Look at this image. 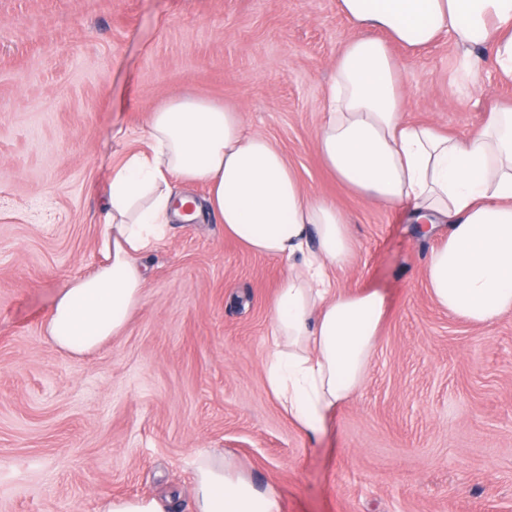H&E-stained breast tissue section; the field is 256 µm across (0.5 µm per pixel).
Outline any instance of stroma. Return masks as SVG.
<instances>
[{
  "label": "stroma",
  "mask_w": 512,
  "mask_h": 512,
  "mask_svg": "<svg viewBox=\"0 0 512 512\" xmlns=\"http://www.w3.org/2000/svg\"><path fill=\"white\" fill-rule=\"evenodd\" d=\"M354 30L336 0H0V512H99L158 497L195 512L200 453L224 456L281 512H512V313L476 327L425 279L438 237L340 185L315 139ZM405 112L464 137L512 80L452 36L394 47ZM176 94L242 109L355 240L331 270L389 301L363 387L309 440L266 380L285 272L213 217L171 224L144 260L140 306L89 355L46 320L103 261L113 165Z\"/></svg>",
  "instance_id": "obj_1"
}]
</instances>
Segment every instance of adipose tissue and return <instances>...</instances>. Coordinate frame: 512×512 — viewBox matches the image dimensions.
<instances>
[{
	"label": "adipose tissue",
	"instance_id": "1",
	"mask_svg": "<svg viewBox=\"0 0 512 512\" xmlns=\"http://www.w3.org/2000/svg\"><path fill=\"white\" fill-rule=\"evenodd\" d=\"M357 29L333 65L316 148L337 181L416 223L448 229L427 260L434 302L475 326L512 312V105L494 109L466 137L408 121L392 45L421 51L452 34L466 51L492 48L512 77V0H336ZM244 114L213 101L172 96L151 112L148 148L111 170L101 250L104 262L60 291L47 332L76 355L125 328L143 298L150 253L171 220L210 212L249 251L285 261L271 307L269 388L302 432L320 437L363 385L382 321L383 291L344 293L330 269L347 265L354 239L340 208L306 191L284 153L246 134ZM202 185L205 203L178 196ZM197 512H280L218 456L196 466Z\"/></svg>",
	"mask_w": 512,
	"mask_h": 512
}]
</instances>
